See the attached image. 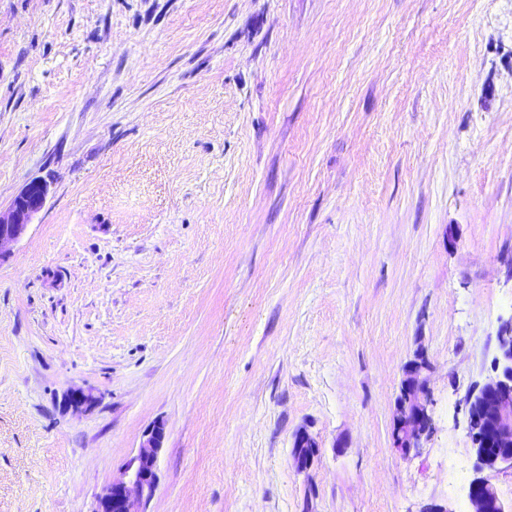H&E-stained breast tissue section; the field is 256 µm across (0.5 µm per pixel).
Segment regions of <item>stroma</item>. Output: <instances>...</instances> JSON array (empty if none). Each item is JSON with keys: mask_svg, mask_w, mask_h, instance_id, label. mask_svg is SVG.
I'll return each mask as SVG.
<instances>
[{"mask_svg": "<svg viewBox=\"0 0 512 512\" xmlns=\"http://www.w3.org/2000/svg\"><path fill=\"white\" fill-rule=\"evenodd\" d=\"M34 179L0 512H94L157 421L145 512H471L465 400L512 319V0H0V206ZM430 368L423 351L418 352L404 368L391 437L393 448L405 457L419 453L432 430V419L428 411L427 372ZM98 401L97 396L91 389L75 387L69 389L62 397V406L65 409L73 408L79 410L93 407ZM318 446L307 432H298L293 441L292 457L298 469L307 468L317 455Z\"/></svg>", "mask_w": 512, "mask_h": 512, "instance_id": "35a3bbf8", "label": "stroma"}]
</instances>
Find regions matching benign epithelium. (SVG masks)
<instances>
[{
    "label": "benign epithelium",
    "mask_w": 512,
    "mask_h": 512,
    "mask_svg": "<svg viewBox=\"0 0 512 512\" xmlns=\"http://www.w3.org/2000/svg\"><path fill=\"white\" fill-rule=\"evenodd\" d=\"M49 186L32 180L0 208V261L25 234L32 218L44 207ZM496 376L477 385L467 397V428L477 461V475L469 484L468 498L473 512H506L495 486L483 474L500 466L512 468V320L505 322L497 336ZM430 363L420 351L404 368L396 417L392 427L393 448L407 457L417 454L432 430L428 411ZM98 397L90 389L75 387L62 397V406L79 410L93 407ZM165 438V425L150 426L136 455L129 459L120 476L104 490L95 512H143L156 488V465ZM317 455V444L306 432L295 435L292 457L299 469L308 467Z\"/></svg>",
    "instance_id": "obj_1"
}]
</instances>
